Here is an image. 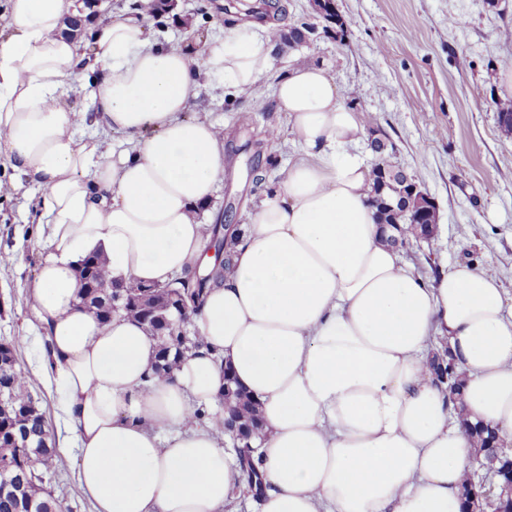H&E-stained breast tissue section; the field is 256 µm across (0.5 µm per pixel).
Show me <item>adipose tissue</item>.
<instances>
[{
    "label": "adipose tissue",
    "instance_id": "obj_1",
    "mask_svg": "<svg viewBox=\"0 0 512 512\" xmlns=\"http://www.w3.org/2000/svg\"><path fill=\"white\" fill-rule=\"evenodd\" d=\"M0 30V167L41 191L48 252L29 293L43 375L73 440L94 512H226L241 470L219 431L225 372L258 407L261 512H463L481 422L512 443V303L465 262L425 281L368 200L366 133L333 77L300 64L274 96L299 151L254 205L230 268L193 314L199 348L155 378L156 338L136 319L79 305L78 271L169 286L206 261L224 178V132L185 114L202 81L255 91L274 68L268 27L223 39H150L141 15L63 34L75 0H7ZM93 77L95 111L65 96ZM88 127L126 133L113 155ZM445 341L459 392L436 383Z\"/></svg>",
    "mask_w": 512,
    "mask_h": 512
}]
</instances>
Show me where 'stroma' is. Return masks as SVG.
Segmentation results:
<instances>
[{"mask_svg": "<svg viewBox=\"0 0 512 512\" xmlns=\"http://www.w3.org/2000/svg\"><path fill=\"white\" fill-rule=\"evenodd\" d=\"M217 9L200 17V0H178L177 15L152 28L153 38L180 42L193 25L223 35L230 24L252 20L290 26L307 15L309 0H288L287 13L267 0H216ZM346 22L344 42L321 38L291 52H275V74L305 61L323 66L334 78L345 104L376 116L396 143L395 164L413 174L438 207L434 237L410 245L405 259L424 279L434 269L466 261L494 274L512 296V134L497 120L495 103L502 79L512 69V0H336ZM462 17L453 28L449 17ZM273 77L254 93L224 92L202 84L187 116L206 118L224 128L225 176L213 197L225 223L242 224L259 195L251 164L258 155H276L288 164L298 151L287 116L273 94ZM280 131L266 141L269 127ZM39 188L22 181L0 191V343L14 345L17 362L30 377L52 434L62 432L54 390L37 378L40 330L28 309L29 291L45 255L35 207ZM46 486L69 512H94L73 466L46 475Z\"/></svg>", "mask_w": 512, "mask_h": 512, "instance_id": "obj_1", "label": "stroma"}]
</instances>
